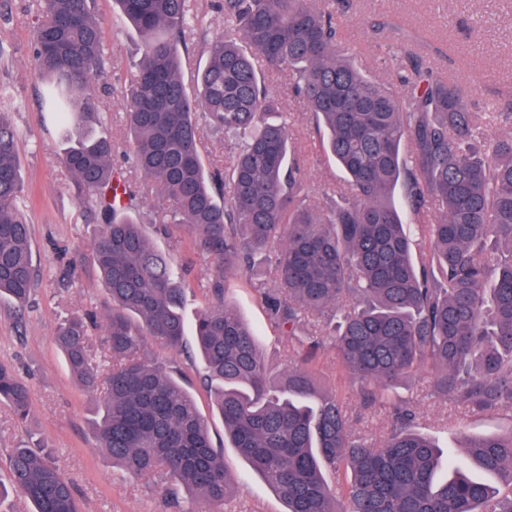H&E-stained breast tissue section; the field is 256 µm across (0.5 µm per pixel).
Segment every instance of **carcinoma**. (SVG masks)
<instances>
[{"label":"carcinoma","mask_w":512,"mask_h":512,"mask_svg":"<svg viewBox=\"0 0 512 512\" xmlns=\"http://www.w3.org/2000/svg\"><path fill=\"white\" fill-rule=\"evenodd\" d=\"M32 57L43 95L63 114L65 153L79 204L102 218L92 258L112 309L100 378L89 355V324L62 320L56 341L89 391L106 386L96 442L134 476L170 475L163 489L218 508L230 490L223 449L173 367L145 354L147 338L185 347L189 285L156 250L118 198L114 145L91 94L107 44L95 0H33ZM141 54L121 91L132 167L182 224L212 266L194 324L204 382L230 438L286 512H512V494L471 478L477 469L512 488V427L470 437L461 463L416 430L412 400L392 389L431 363L428 395L462 414L512 413V134L487 139L469 92L406 47L388 78L364 74L343 53L336 9L347 0H218L224 33L185 79L180 47L203 18L194 0H113ZM284 73L324 130L343 172L341 187L310 198L291 156L288 113L264 72ZM234 140L218 171L203 159L201 122ZM19 132L0 108V297L25 307L36 286L29 227L18 199ZM401 192L410 209L395 205ZM276 249L279 288L263 292L275 324L305 354L272 382L259 339L225 299L227 278L253 271ZM331 328L341 368L362 386V408L389 405L376 445L355 434L335 393L314 383L319 324ZM30 413L27 386L0 364V403ZM346 462L338 507L327 475ZM9 479L33 512H82L71 481L47 453L12 450Z\"/></svg>","instance_id":"1"}]
</instances>
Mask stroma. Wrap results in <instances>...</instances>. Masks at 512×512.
Listing matches in <instances>:
<instances>
[{"mask_svg":"<svg viewBox=\"0 0 512 512\" xmlns=\"http://www.w3.org/2000/svg\"><path fill=\"white\" fill-rule=\"evenodd\" d=\"M28 3L6 0L0 7L13 17L11 23H0V45L5 48L0 54V84L11 88L17 106L13 121L19 131L17 154L25 214L40 278L26 309L0 301V362L11 365L31 392L26 421H19L8 405L0 403V478L8 476L13 448L22 442L34 443L48 452L74 483L83 512H205L202 502L187 497L179 505H170L158 492L165 480L163 473L133 478L113 467L95 441L102 394L83 389L55 343V331L63 319L90 310L105 317L112 301L92 263L91 244L97 224L78 204L74 182L63 163L67 142L57 132L55 116L41 106L42 82L32 62ZM195 6L207 24L188 42L186 59L193 67L204 63L208 43L224 30V17L212 10L211 0H196ZM96 12L105 23L109 58L105 74L93 81V98L116 147L114 163L122 169L129 142L119 91L140 56V42L132 29L113 28L112 0H96ZM336 22L352 61L363 71L385 76L398 45L409 40L437 73L470 91L487 137L512 132V118L505 120L487 112L488 105L512 99V0H350L347 13L337 16ZM378 25L384 28L380 37L372 32ZM268 81L292 117V137L305 162L310 195L342 185V172L324 153L320 135L287 79L272 74ZM128 177L137 194L136 214L151 243L187 270L195 294L184 316L186 326H193L204 305L203 290L211 267L194 255L186 227L151 223L152 202L144 182L133 171ZM225 298L257 332L271 375H279L296 363L287 336L274 325L253 280L230 278ZM146 352L180 369L184 386L208 421L214 444L224 447V464L234 479V489L222 512H284L285 505L277 495L235 448L226 446L224 421L213 409L203 382L202 362L156 340L149 341ZM316 368L317 389H334L341 394L353 416L354 432L380 442L387 431V411L378 406L361 412V388L341 370L331 341H324L318 349ZM434 372V367H425L398 392L417 398L418 429L435 440L445 454L456 456L462 437L499 434L512 427L508 414L463 417L450 406L426 398Z\"/></svg>","mask_w":512,"mask_h":512,"instance_id":"35a3bbf8","label":"stroma"}]
</instances>
